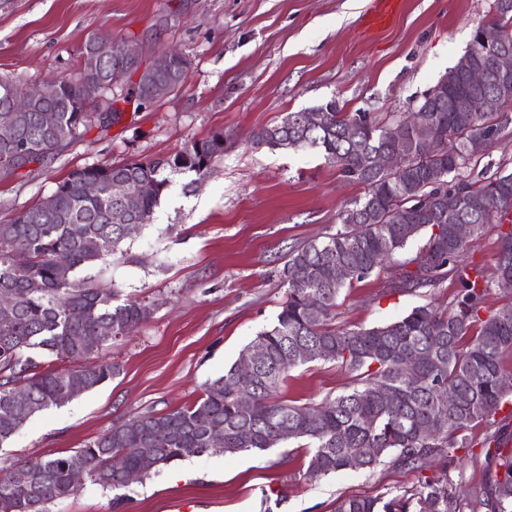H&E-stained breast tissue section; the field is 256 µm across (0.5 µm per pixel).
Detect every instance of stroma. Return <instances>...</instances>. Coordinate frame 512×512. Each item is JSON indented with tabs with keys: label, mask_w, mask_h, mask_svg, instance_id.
Returning a JSON list of instances; mask_svg holds the SVG:
<instances>
[{
	"label": "stroma",
	"mask_w": 512,
	"mask_h": 512,
	"mask_svg": "<svg viewBox=\"0 0 512 512\" xmlns=\"http://www.w3.org/2000/svg\"><path fill=\"white\" fill-rule=\"evenodd\" d=\"M373 0H0V78L39 83L67 78L88 35L137 43L144 61L175 48L190 61L183 83L139 108L126 106L109 129L93 128L46 164L0 181V224L52 194L77 168L163 158L220 132L224 154L200 181L171 177L149 224L130 245L136 260L104 267L123 296L151 317L98 353L119 373L98 388L34 415L0 446V468L84 447L114 423L194 402L202 385L270 327L286 299L280 271L289 251L339 228L363 195L314 149L269 150L251 135L286 114L336 100L347 112L408 111L469 48L492 0H402L386 27L363 24ZM495 146L470 172L512 171V108ZM500 228L485 225L461 264L494 277ZM388 272L345 288L332 320L343 330L391 322L413 307L453 300L448 278L424 293L388 291ZM333 362L293 369L280 397L313 406L345 390ZM475 441L451 473L459 494L485 478ZM307 449L287 441L264 452L203 453L161 467L129 487L85 483L48 512H336L349 496L416 486V473L380 463L328 476L305 475Z\"/></svg>",
	"instance_id": "obj_1"
}]
</instances>
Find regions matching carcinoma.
<instances>
[{"mask_svg": "<svg viewBox=\"0 0 512 512\" xmlns=\"http://www.w3.org/2000/svg\"><path fill=\"white\" fill-rule=\"evenodd\" d=\"M492 17L480 26L496 44L512 51V0H493ZM190 61L178 52L171 69L155 74L153 83H182ZM127 69L114 49L102 50L88 37L76 76L46 80L43 100L29 113L19 131L18 148L38 151L42 161L60 153L58 137L70 146L94 123L88 111L103 104L108 119L102 129L119 121L123 105L141 107L151 101L148 87L134 85L120 98L103 82ZM496 92L494 84L469 87L461 63L448 69L433 93L418 103L421 120L435 143L430 156L419 153L418 140L404 124V114L387 119L366 112H344L331 100L318 106L320 122L302 125L298 112L281 123L252 133L258 146L271 149L312 148L364 188V194L343 211L341 227L322 240L294 247L281 271L286 300L274 323L257 339L267 350L249 376L236 366L202 387L190 405L166 412L132 417L135 433L116 423L101 437L70 454L30 459L14 464L0 477V512H47V505L75 493L71 467L80 463L86 478L103 489H119L123 468H135L148 457L146 478L162 466L186 456L211 452L235 455L267 451L285 441L280 427L288 425V439L310 449L305 474L327 476L349 468V460L363 448L376 452L363 460L370 469L389 459L399 469L435 468L432 476L411 489L382 497H348L336 512H512V435L502 427L489 433L485 449L483 485L468 497L456 494L451 470L473 447L468 431L489 422L507 404L500 358L512 350V172H499L478 184L460 179L477 164L471 139L498 131L495 116L475 110V104ZM46 110L58 114L57 129L40 123ZM383 149L407 155L405 169L389 174L376 168L372 156ZM224 155V134L196 140L173 156L128 160L119 164L73 170L57 185L52 215L34 204L7 224H0V291L18 295L9 319L0 318V446L14 437L35 414L62 405L60 390L78 383L76 394L91 391L112 379L118 364L82 365V340L95 335L102 321L112 324V338L126 336L146 320L136 299L117 302L114 284L100 278L96 268L120 255L132 239L130 224L148 223L170 185V175L193 173L205 178L212 163ZM458 177L453 182L449 175ZM122 176L142 190L140 214L127 218L108 197L84 193L86 181ZM501 228L496 275L487 279L476 266H460L484 225ZM470 226L462 240L456 229ZM424 244L407 258L400 272L387 281L395 292L413 293L436 288L449 274L458 283L451 310L432 304L415 306L399 319L367 329L338 330L331 326L341 291L386 269L393 256L419 236ZM99 247L89 251L84 239ZM342 264L341 279L332 268ZM497 290L509 302L495 311L486 307ZM68 359L66 368L40 369L34 355ZM335 362L352 383L323 403L308 407L279 399L288 371L313 362ZM247 390L252 405L238 404ZM394 394V403L379 393ZM224 433V447L212 448L214 432Z\"/></svg>", "mask_w": 512, "mask_h": 512, "instance_id": "carcinoma-1", "label": "carcinoma"}]
</instances>
